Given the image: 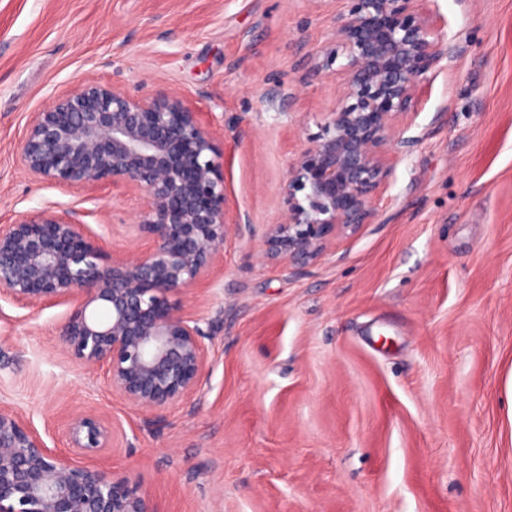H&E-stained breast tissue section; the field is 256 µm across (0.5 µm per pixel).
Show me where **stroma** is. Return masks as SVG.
Instances as JSON below:
<instances>
[{"label":"stroma","instance_id":"1","mask_svg":"<svg viewBox=\"0 0 512 512\" xmlns=\"http://www.w3.org/2000/svg\"><path fill=\"white\" fill-rule=\"evenodd\" d=\"M346 6L0 0V225L73 205L107 255L149 250L142 193L20 164L31 114L87 79L178 91L224 152L230 230L179 302L212 359L190 399L143 412L64 353L69 306L0 299V405L60 453L74 415L119 423L97 462L159 512H512V0H419L453 52L395 123L374 223L299 269L264 241L340 102Z\"/></svg>","mask_w":512,"mask_h":512}]
</instances>
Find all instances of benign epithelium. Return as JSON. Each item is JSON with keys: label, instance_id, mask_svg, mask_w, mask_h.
I'll use <instances>...</instances> for the list:
<instances>
[{"label": "benign epithelium", "instance_id": "1", "mask_svg": "<svg viewBox=\"0 0 512 512\" xmlns=\"http://www.w3.org/2000/svg\"><path fill=\"white\" fill-rule=\"evenodd\" d=\"M415 0H348L334 55L345 65L340 103L322 137L291 169L288 219L272 225L265 255L306 265L376 216L386 155L411 140L393 123L414 108L425 75L449 54ZM24 170L60 187L144 194L136 220L152 247L106 256L74 207L50 205L0 225V298L31 308L69 304L60 343L75 364L105 370L112 392L156 413L199 391L209 346L172 297L210 271L224 249L223 156L201 113L176 91L144 95L85 80L33 113ZM72 447H112L95 414L69 424ZM0 512H157L149 495L102 466L48 447L18 412L0 407Z\"/></svg>", "mask_w": 512, "mask_h": 512}]
</instances>
